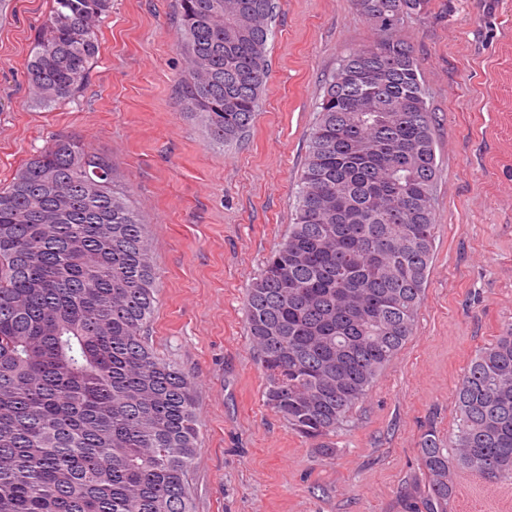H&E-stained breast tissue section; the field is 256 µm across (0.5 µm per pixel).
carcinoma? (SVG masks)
<instances>
[{"instance_id": "carcinoma-1", "label": "carcinoma", "mask_w": 512, "mask_h": 512, "mask_svg": "<svg viewBox=\"0 0 512 512\" xmlns=\"http://www.w3.org/2000/svg\"><path fill=\"white\" fill-rule=\"evenodd\" d=\"M429 0H354L376 38L328 78L288 235L247 288L267 405L335 431L413 335L435 243L433 112L404 18ZM278 0H177L184 109L238 142L269 78ZM112 0H49L28 65L43 107L88 79ZM112 164L60 133L0 188V512H195L196 386L147 336L157 272ZM448 448H419L448 512L450 468L512 484V327L469 362Z\"/></svg>"}]
</instances>
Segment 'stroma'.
<instances>
[{
  "label": "stroma",
  "instance_id": "1",
  "mask_svg": "<svg viewBox=\"0 0 512 512\" xmlns=\"http://www.w3.org/2000/svg\"><path fill=\"white\" fill-rule=\"evenodd\" d=\"M48 7L0 9V187L59 132L129 186L160 277L150 341L196 383V512H414L423 435L447 443L467 364L512 327V0H430L399 30L435 117V253L413 336L322 442L265 405L245 297L288 232L323 87L374 37L366 19L352 0H279L262 106L242 143L223 146L180 99L175 0H112L85 87L43 108L27 67ZM450 477L448 512H512V485Z\"/></svg>",
  "mask_w": 512,
  "mask_h": 512
}]
</instances>
